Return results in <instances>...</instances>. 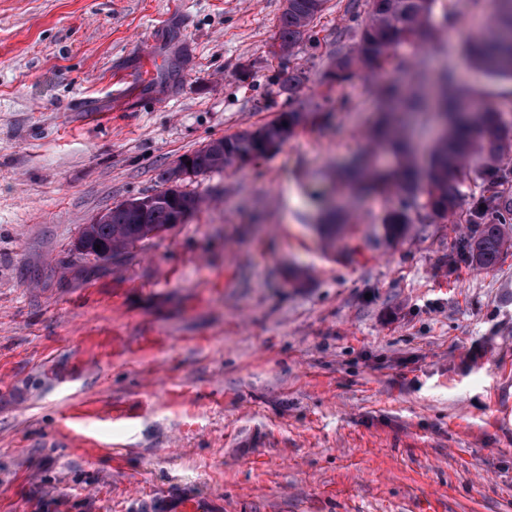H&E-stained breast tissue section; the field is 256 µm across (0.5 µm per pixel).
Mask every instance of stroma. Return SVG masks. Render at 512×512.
Wrapping results in <instances>:
<instances>
[{"label":"stroma","instance_id":"stroma-1","mask_svg":"<svg viewBox=\"0 0 512 512\" xmlns=\"http://www.w3.org/2000/svg\"><path fill=\"white\" fill-rule=\"evenodd\" d=\"M348 3L282 56L284 0H0V512H512V250L453 263L458 216L387 240L389 196L315 227L310 189L378 117L370 82H322L366 18ZM442 6L430 72L512 107L461 52L490 0ZM292 107L279 150L182 182L184 223L77 253L185 155Z\"/></svg>","mask_w":512,"mask_h":512}]
</instances>
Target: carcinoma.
<instances>
[{"label":"carcinoma","instance_id":"1","mask_svg":"<svg viewBox=\"0 0 512 512\" xmlns=\"http://www.w3.org/2000/svg\"><path fill=\"white\" fill-rule=\"evenodd\" d=\"M437 0H366L367 19L354 49L336 51L325 74L326 85H340L360 75L363 66L380 71L390 63L394 49L413 43L423 49L438 41L441 24L436 21ZM325 8V0H289L277 26L275 44L287 52L310 32ZM492 34L473 33L465 40V51L473 65L490 78L512 80V0H494ZM410 82L404 86L378 84L380 116L375 136L393 162L382 165L378 152L365 151L352 160L330 187L312 190V198L323 202L329 194L355 192L384 195L393 192L399 206L382 219L385 238L394 240L405 232L414 217L445 219L456 213L462 185L476 177L488 185V194L476 199L466 211L468 234L458 245L457 255L475 268H490L507 247L503 225L512 224V167L505 158L512 154V111L490 99L476 98L448 67L437 75L428 73L421 60L408 65ZM427 114L442 126L429 148L428 161L416 167L410 145L403 136L399 115ZM306 119L301 112H282L271 123L213 140L195 150L191 158L196 174L204 175L242 165L277 150L293 136ZM150 205L140 214L129 202L112 207L110 222L91 226L84 256L108 260L117 254L115 238L124 234L133 246L176 225L182 211H194L200 199L185 192L169 201L159 191L148 197Z\"/></svg>","mask_w":512,"mask_h":512}]
</instances>
